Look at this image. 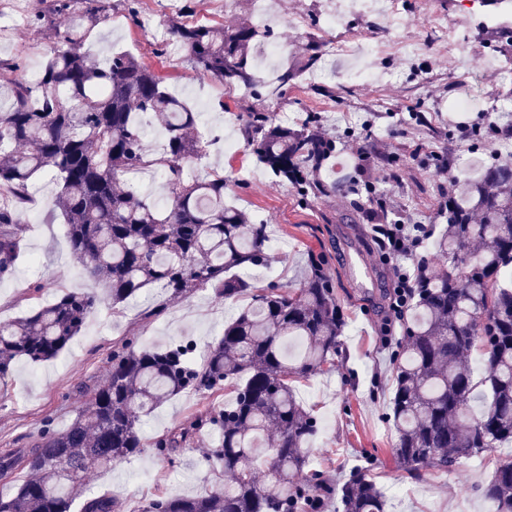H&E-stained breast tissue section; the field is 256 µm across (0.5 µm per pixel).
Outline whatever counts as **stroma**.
<instances>
[{
  "label": "stroma",
  "instance_id": "stroma-1",
  "mask_svg": "<svg viewBox=\"0 0 512 512\" xmlns=\"http://www.w3.org/2000/svg\"><path fill=\"white\" fill-rule=\"evenodd\" d=\"M182 3L136 0L134 12L113 11L108 21L92 31L86 46L94 53L113 49L133 54L191 106L210 100L211 109L199 120L200 131L208 136L223 134L225 140L239 143L240 149L230 156L222 143L214 144L202 159L185 164L184 176L202 178L211 169L223 170L231 181V202L267 221L270 252L276 260L263 267L264 283L298 286L308 273L309 253L322 255L346 317L340 337L345 358L335 370L294 385L297 400L318 421V432L310 442L309 469L325 472L340 484L355 468L367 467L387 497L389 512H483L480 488L493 476L497 452L475 455L448 472L424 467L416 477L394 458L395 431L386 415L395 373L391 352L383 348L381 338L388 331L396 337L403 331L400 323L390 322L389 310L378 305L394 280L391 264L380 258L372 240L371 224L376 219L389 222L405 216L412 223L441 229L435 215L449 175L470 174L476 162H492L481 141L469 139L449 150L457 123H482L485 107L478 104L464 114L449 111L448 101L463 91L467 81L489 70L496 54L511 50L512 38L486 26L484 16L490 8L483 0H432L433 9L456 10L468 44L481 49L480 54L463 56L456 70H449L446 53L437 50L434 39L422 37L418 22L422 0H402L395 27L379 25L377 35L418 39L422 45L412 58L400 53L369 56V64L384 75L381 85L347 81L343 72L349 60L340 55L326 57L328 69L322 78L324 86L335 89V98L308 92L300 79L288 83L281 98L267 104L278 120L317 112L324 116L325 127L337 143L353 135L366 149L367 158L359 164L340 148L326 161L322 178L345 184L358 175L373 182L376 192L371 203L364 194L342 190L305 202L244 148L237 115L248 111L253 99L239 98L219 83L196 76L166 42L143 31L145 14L153 16L160 31H167ZM193 4L191 19L201 24L217 11L229 29L256 21L252 0H233L228 7L222 0H193ZM268 11L277 22L275 40L287 48L285 62L300 65L311 36L319 32L317 0H268ZM300 15L307 22L298 27L293 20ZM51 44L49 32L26 24L0 23V59L12 62L20 77H29L44 66ZM420 109L425 112V125L409 124L411 112ZM398 169L405 173L404 182L390 177ZM33 184V201L19 226L21 251L12 274L0 279L2 322L26 311L31 283H43L38 295L43 304L53 302L60 288L90 285L66 240L61 217L50 209L56 190L51 175L38 174ZM160 298L159 289L147 287L120 309L101 305L58 358L38 365L20 363L11 382L0 390V449L22 448L44 430L65 429L89 394L104 385L115 348L127 343L138 348L189 343L198 361L238 311L237 305L220 301L211 289L203 288L169 304L161 315L150 316ZM223 406V394L187 390L143 416L146 453L93 472L92 493L112 492L120 512H138L143 502L158 496L208 493L222 481L220 468L211 459L219 440L216 430L203 429L189 448L170 458L157 455L151 444L167 430Z\"/></svg>",
  "mask_w": 512,
  "mask_h": 512
}]
</instances>
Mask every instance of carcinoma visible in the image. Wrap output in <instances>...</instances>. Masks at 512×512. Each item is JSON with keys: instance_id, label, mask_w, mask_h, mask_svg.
I'll return each instance as SVG.
<instances>
[{"instance_id": "obj_1", "label": "carcinoma", "mask_w": 512, "mask_h": 512, "mask_svg": "<svg viewBox=\"0 0 512 512\" xmlns=\"http://www.w3.org/2000/svg\"><path fill=\"white\" fill-rule=\"evenodd\" d=\"M30 25L50 32L53 45L37 85L0 62V86L13 103L0 110V278L11 273L20 244L18 224L35 175L58 181L59 210L71 250L87 277L106 290L116 309L155 286L169 299L212 288L228 303L248 299L224 323L220 340L202 361L190 344L112 352L105 385L92 393L63 431H43L26 448L0 453V475L16 469L28 478L0 512H116L110 493L85 496L96 469L145 451L140 419L187 389L229 391L224 410L159 436L153 448L171 457L211 427L220 442L213 457L224 485L201 497H160L141 512H317L316 497L338 492L344 512H386L387 500L363 468L335 489L313 471L307 445L317 421L296 400L291 383L336 368L345 319L321 256L295 289L262 285L249 272L262 266L268 224L224 203V171L187 180L183 164L206 154L210 141L198 132V113L173 95L148 65L129 54L94 58L85 48L91 31L110 18V0H42ZM76 14L79 26H63ZM170 35L195 71L230 92L259 99L280 93L295 73L283 69L263 83L254 68L256 27L232 30L176 17ZM321 42L308 45L304 69L321 68ZM164 133L160 154L145 151L142 117ZM245 143L256 159L293 186L302 200L337 189L310 179L323 156L336 149L316 112L293 127L254 107L240 115ZM164 178L166 205L159 208L121 178L142 170ZM447 226L416 260L413 294L402 310L405 343L395 360L390 402L396 433L393 454L412 476L429 466L448 471L482 451L512 446V156L485 166L448 198ZM440 262L432 270V259ZM100 302L94 291L63 289L47 305L33 304L0 322V386L13 365L58 357L80 334ZM301 341L288 360L285 345ZM482 347L483 369L475 380L468 355ZM268 438L274 485L265 489L256 471V440ZM495 512H512V460L502 462L482 488Z\"/></svg>"}]
</instances>
